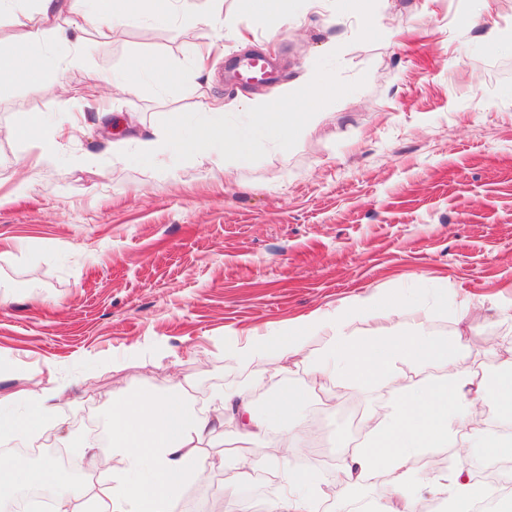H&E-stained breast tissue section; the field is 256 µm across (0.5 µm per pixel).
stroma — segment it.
<instances>
[{
  "label": "stroma",
  "mask_w": 512,
  "mask_h": 512,
  "mask_svg": "<svg viewBox=\"0 0 512 512\" xmlns=\"http://www.w3.org/2000/svg\"><path fill=\"white\" fill-rule=\"evenodd\" d=\"M88 50L64 83L0 82V398L22 401L49 380L68 384L61 427L90 435L114 401L183 383L192 405L254 376L309 387L305 415L322 414L329 447L351 454L348 405L375 412L391 383L350 389L301 370L246 367L224 349L277 333L367 295H400L396 317L362 315L359 337L423 329L462 343L491 369L512 332L495 307L512 303V0H291L265 22L224 0L222 24L176 18L89 28ZM276 58L279 75L256 87L231 80V61ZM159 57L182 81H145L126 95L99 78L133 59ZM322 77L336 93L287 149L257 144L225 180L224 166L178 160L163 168L108 141L195 120L202 98L230 102ZM123 128L98 125L38 173L19 161L32 146L6 137L29 114L62 120L97 108ZM480 300L466 323L455 303ZM450 307L437 309L439 299ZM238 420L203 450L209 466L188 485L186 512H212L234 462Z\"/></svg>",
  "instance_id": "stroma-1"
}]
</instances>
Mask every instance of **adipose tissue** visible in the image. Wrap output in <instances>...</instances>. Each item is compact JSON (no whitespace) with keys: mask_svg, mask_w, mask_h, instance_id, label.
Returning <instances> with one entry per match:
<instances>
[{"mask_svg":"<svg viewBox=\"0 0 512 512\" xmlns=\"http://www.w3.org/2000/svg\"><path fill=\"white\" fill-rule=\"evenodd\" d=\"M37 20L28 29L23 44L0 43V77L14 82L36 84L46 75L64 80L66 68L80 63L87 48L82 35L88 25L111 26L113 19L157 20L182 11L202 26L214 25L221 0H212L207 9H198L190 0H37ZM57 19L48 29L44 20ZM55 41L62 47L57 59L32 56V48ZM152 76L161 87L170 88L177 76L162 59L133 60L112 75L113 86L132 94L145 76ZM332 83H307L284 88L278 95L244 98L237 109L246 112L244 123L225 130L207 123L186 131L180 117L166 127L137 138L138 153L161 163L171 157L205 158L214 162L231 156L246 160L252 147L268 141L287 147L306 122L315 119V101L335 94ZM86 114L66 124H52L45 115H30L13 129L15 138L36 143L39 155L27 165L35 170L85 135ZM400 297L370 296L330 315H315L288 330L234 342L224 349L226 359L241 365L272 357L280 361L298 357L306 334L319 326L333 330L334 336L320 362L305 363L310 375L337 378L364 389L381 380L394 381L399 393L388 414L369 415L363 442L355 450L358 473L340 492L342 505H349L351 489L363 486L378 473L390 476L396 500L374 501L371 512H413L421 490L439 496L448 512H472L475 502L485 496L487 487L472 471L457 465L439 473L421 472L411 467L413 456L444 448L464 428L472 407L478 404L495 409L500 418L512 421V360L502 362L493 379L480 378L460 347L420 331L409 336H368L359 338L349 330L355 317L372 313H393ZM408 364L416 369L440 366L447 375L436 382L398 378L395 369ZM68 388L56 385L28 395L23 411L0 399V442L20 440L60 427L56 406L66 398ZM307 388L283 385L262 408H254L245 394H238L237 412L244 425L243 435L260 439L269 427H278L284 442L293 444L306 419L303 405ZM229 396L218 393L208 411L191 408L183 388L166 394L136 393L112 406V432L107 454L86 447L89 459L106 456L109 464L100 492L61 480L50 462L32 467L24 460L0 459V501L9 500L23 489L36 486L49 492L58 512H179L183 489L196 470L207 463L204 446L224 438V410ZM282 490L268 505V512H321L325 493L317 476L310 471L286 468L281 472Z\"/></svg>","mask_w":512,"mask_h":512,"instance_id":"ef3b65f1","label":"adipose tissue"}]
</instances>
